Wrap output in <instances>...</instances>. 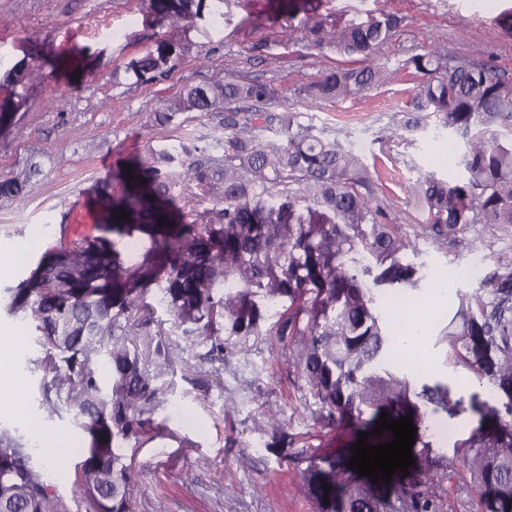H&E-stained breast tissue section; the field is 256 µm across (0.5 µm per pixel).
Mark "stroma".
I'll list each match as a JSON object with an SVG mask.
<instances>
[{"label":"stroma","instance_id":"35a3bbf8","mask_svg":"<svg viewBox=\"0 0 512 512\" xmlns=\"http://www.w3.org/2000/svg\"><path fill=\"white\" fill-rule=\"evenodd\" d=\"M397 13L402 22L377 64L388 79L333 103H312L302 89L339 64H348L334 38L349 25ZM512 0H225L203 17L158 20L149 0H0V109L10 115L0 133V171L33 168L28 192L0 207V332L20 335L36 355L34 330L9 315L8 291L29 272L26 248L73 245L101 220L100 188L116 191L112 169L122 159L181 141L204 147L224 136L220 112H188L157 125L162 111L185 88L230 78L267 84L268 108L292 112L302 124L324 130L368 165L390 219L412 242L409 260L437 293L453 277L455 298L427 317L423 345L432 368L418 371L414 392L447 391V402L418 400L425 418L416 448L453 454L471 434L512 419V402L448 361L440 336L458 295L478 288L461 269L482 272L512 260V232L477 224L435 247L417 227L420 211L412 186L429 171L463 175L464 139L437 131L432 120L392 136L394 117L415 115L419 82L406 61L440 50L489 62L512 78ZM179 58L171 73L136 83L128 64L158 43ZM455 165L433 167L435 155ZM150 330L165 337L176 360L166 379L172 398L194 420L163 411L162 436L142 445L136 466L137 512H320L309 483L319 457L348 469L359 431L328 423L304 378L292 366L294 346L275 336L255 343L247 356L210 357L191 341L165 307L147 296ZM277 408L278 421L267 416ZM442 512H487L467 468L441 480Z\"/></svg>","mask_w":512,"mask_h":512}]
</instances>
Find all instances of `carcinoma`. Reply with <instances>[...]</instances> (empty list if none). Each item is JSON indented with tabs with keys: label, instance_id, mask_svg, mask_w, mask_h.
Instances as JSON below:
<instances>
[{
	"label": "carcinoma",
	"instance_id": "1",
	"mask_svg": "<svg viewBox=\"0 0 512 512\" xmlns=\"http://www.w3.org/2000/svg\"><path fill=\"white\" fill-rule=\"evenodd\" d=\"M205 0H149L161 16L200 18ZM400 25L394 13L350 25L339 39L353 66L310 83L313 102H334L382 81L375 67ZM174 50L161 45L132 62L140 81L167 75ZM407 64L421 77L415 107L466 138L461 178L420 176L413 185L423 237L443 245L475 224L512 230V80L491 63L440 51ZM260 82L218 80L184 90L155 115L169 125L183 112L224 111L219 157L183 142L112 171L121 190L105 194L107 223L72 247L42 253L9 309L37 333L39 404L69 416L88 438L75 470L85 512H133L139 481L126 449L161 435L157 415L170 386L157 362H172L149 320H131L155 292L207 355L247 354L265 336L289 338L293 364L329 421L364 422L386 408L409 414L411 368L394 361L396 326L376 313L377 294L417 290L423 275L406 260L409 242L388 217L367 166L337 141L312 134L291 112L268 110ZM277 130L270 142L263 132ZM133 178H128V175ZM31 172L0 173V206L25 197ZM193 184L213 207L198 211ZM129 213L123 220L120 210ZM281 308L275 326L266 311ZM448 358L512 401V262L497 263L448 322ZM23 438L0 430V512H69L54 485L31 465ZM419 468L385 504L369 485L344 478L325 491L321 512H441L436 487L462 465L491 512H512V422L463 440L449 456L418 451Z\"/></svg>",
	"mask_w": 512,
	"mask_h": 512
}]
</instances>
